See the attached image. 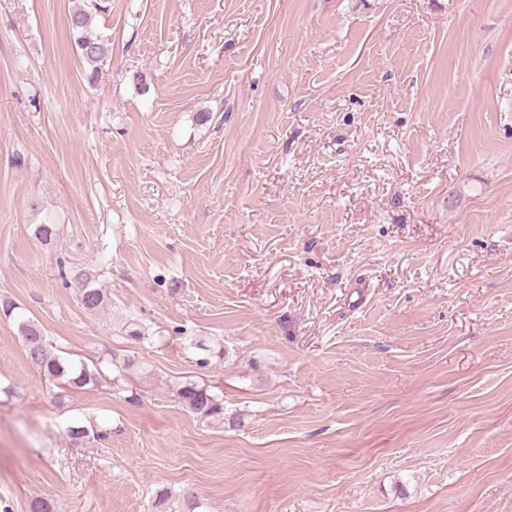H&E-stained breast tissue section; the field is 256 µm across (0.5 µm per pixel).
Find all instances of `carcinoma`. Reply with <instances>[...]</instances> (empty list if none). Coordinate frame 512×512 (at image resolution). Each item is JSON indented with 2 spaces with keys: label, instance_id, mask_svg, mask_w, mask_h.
I'll return each mask as SVG.
<instances>
[{
  "label": "carcinoma",
  "instance_id": "carcinoma-1",
  "mask_svg": "<svg viewBox=\"0 0 512 512\" xmlns=\"http://www.w3.org/2000/svg\"><path fill=\"white\" fill-rule=\"evenodd\" d=\"M109 10L108 0H76V5L67 17L68 28L74 35L75 50L84 66L85 79L91 85L100 78L98 63L109 53L108 39L92 30L94 17ZM35 237L45 246L56 241L57 230L54 224H38L34 228ZM59 275L65 287L74 294L82 308L94 313L102 307L105 296L101 289L94 287L92 275L67 267L59 261ZM26 353L30 361L41 372L60 377L67 374L59 359L49 355L42 328L31 320L19 322ZM182 404L192 413L200 416H214L223 413L224 407L215 396L194 384H187L178 390Z\"/></svg>",
  "mask_w": 512,
  "mask_h": 512
}]
</instances>
